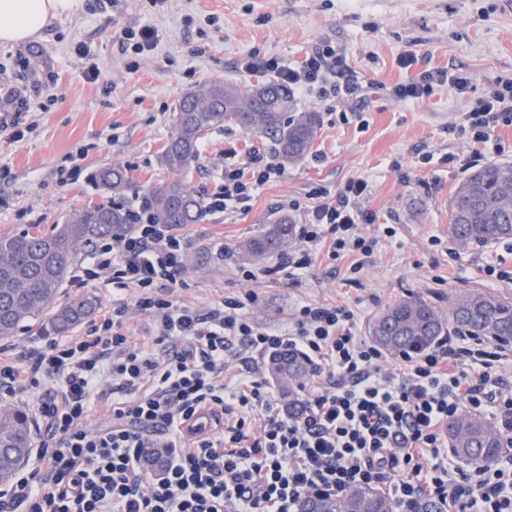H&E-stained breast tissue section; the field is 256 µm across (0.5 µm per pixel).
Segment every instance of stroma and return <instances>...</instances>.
<instances>
[{
	"instance_id": "1",
	"label": "stroma",
	"mask_w": 512,
	"mask_h": 512,
	"mask_svg": "<svg viewBox=\"0 0 512 512\" xmlns=\"http://www.w3.org/2000/svg\"><path fill=\"white\" fill-rule=\"evenodd\" d=\"M154 29L153 50L125 54V30ZM334 46L348 68L370 84L361 119L341 120L346 106L317 94L297 96L300 109L319 113L312 154L260 187L247 210L205 214L181 227L189 243L181 300L206 309L243 290L239 246L280 214L302 224L315 201L313 189L340 193L350 179L369 181L362 209L374 223L373 254L319 259L296 280L258 264L257 324L287 331L299 303L343 305L357 333L369 338L372 322L392 303L420 296L447 311L455 293L477 288L512 302V239L462 248L448 236V199L475 162L512 161V126L498 129L497 144H472L448 127L481 99L490 79L512 77V10L502 0H84L41 38L21 46L0 44V110L18 96L31 103L32 128L13 141L0 128V236L24 230L46 233L75 210L101 202L90 179L100 166L128 168L138 191L169 179L158 162L173 132L181 96L204 81L248 87L264 73L243 70L251 53L294 65L318 47ZM416 54L415 72H464L462 95L435 86L431 96L399 102L391 89L407 79L397 59ZM97 67V80L87 79ZM87 146L79 175L60 182L67 153ZM273 152L264 138L235 126L211 131L199 144L188 179L197 195L214 191L224 152ZM432 155L422 164V155ZM451 164H442L444 156ZM394 236H386L385 227ZM501 270L489 276L488 266Z\"/></svg>"
}]
</instances>
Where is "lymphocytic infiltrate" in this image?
<instances>
[{
    "instance_id": "f902f5d3",
    "label": "lymphocytic infiltrate",
    "mask_w": 512,
    "mask_h": 512,
    "mask_svg": "<svg viewBox=\"0 0 512 512\" xmlns=\"http://www.w3.org/2000/svg\"><path fill=\"white\" fill-rule=\"evenodd\" d=\"M416 62L400 54L411 77L392 87L396 100L431 95L438 83L466 93V74H416ZM245 69L322 98L353 101L363 93L330 46L295 66L253 57ZM502 126H512V78L496 77L455 130L487 144ZM281 174L260 153L238 157L225 164L209 212L248 209L259 187ZM368 187L358 177L333 197L315 191L318 203L283 267L373 253L376 239L359 231L374 221L359 207ZM189 247L175 227L145 215L128 235L94 241L71 286L111 287L110 306L79 335L48 336L0 356V399L31 392L42 437L32 460L0 486V512H298L307 495L360 486L385 487L394 512L426 503L436 512H512V385L495 370L500 343L445 336L388 369L344 306L301 304L283 334L256 325L246 311L257 300L258 276L248 268L239 271L244 294L206 310L175 300ZM135 312L153 325L143 342L125 330ZM284 347L311 362L296 416L270 394L253 360ZM230 370L231 388L224 382ZM101 402L110 408L107 420L88 425ZM471 411L490 412L505 438L492 466L466 469L448 457L446 427Z\"/></svg>"
}]
</instances>
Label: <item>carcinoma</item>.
Returning a JSON list of instances; mask_svg holds the SVG:
<instances>
[{
  "label": "carcinoma",
  "mask_w": 512,
  "mask_h": 512,
  "mask_svg": "<svg viewBox=\"0 0 512 512\" xmlns=\"http://www.w3.org/2000/svg\"><path fill=\"white\" fill-rule=\"evenodd\" d=\"M234 125L246 133L271 138L285 166L297 165L311 152L320 126L316 112L301 111L288 87L256 83L246 90L222 81H205L190 89L175 108L174 132L159 155L175 178L139 196L144 212L157 224L179 228L198 223L205 207L187 185L198 160V146L209 132ZM93 183L107 201L85 206L50 233L22 231L0 237V338H10L24 324L48 316L58 334L90 318L96 299L88 294L58 300L69 278L77 248L99 238H121L132 230L137 214L123 203L133 189L128 169L118 163L94 172ZM291 219L282 215L241 245L242 256L264 263L284 251L293 236ZM448 236L463 246L512 238V163L474 167L448 201ZM467 334L495 342L512 340V303L484 291L466 290L448 305V315L411 296L389 305L372 323L370 336L386 352L430 345L443 336ZM310 364L298 351L280 349L266 368L288 399V410H301L300 390ZM448 443L462 461L488 466L499 458L504 438L480 415L448 422ZM32 447L31 421L23 411L0 407V482H8ZM304 504L315 512H393L390 499L376 488H355L343 495H310Z\"/></svg>",
  "instance_id": "obj_1"
}]
</instances>
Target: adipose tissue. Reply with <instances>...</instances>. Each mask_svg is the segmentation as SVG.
Masks as SVG:
<instances>
[{
  "instance_id": "ef3b65f1",
  "label": "adipose tissue",
  "mask_w": 512,
  "mask_h": 512,
  "mask_svg": "<svg viewBox=\"0 0 512 512\" xmlns=\"http://www.w3.org/2000/svg\"><path fill=\"white\" fill-rule=\"evenodd\" d=\"M84 0H0V44L35 39L52 21L79 12Z\"/></svg>"
}]
</instances>
